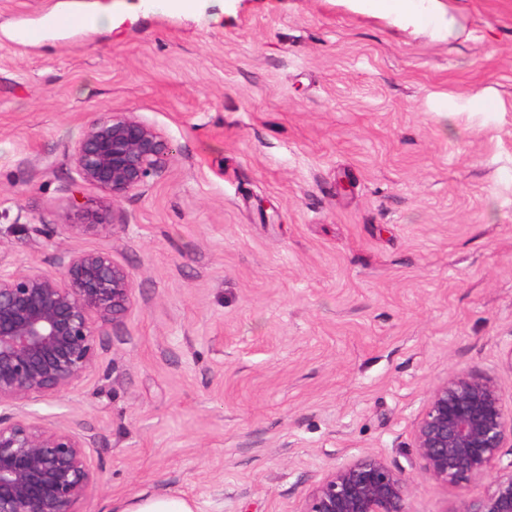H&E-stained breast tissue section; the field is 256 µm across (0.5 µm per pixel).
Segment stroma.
<instances>
[{"label":"stroma","instance_id":"35a3bbf8","mask_svg":"<svg viewBox=\"0 0 512 512\" xmlns=\"http://www.w3.org/2000/svg\"><path fill=\"white\" fill-rule=\"evenodd\" d=\"M71 2L0 0V255L134 275L79 393L30 407L91 436L90 512H298L368 454L410 476L409 512L485 495L427 477L414 426L454 370L512 414V0H439L456 39L355 0H81L111 29L18 41ZM106 112L173 150L118 200L70 160ZM76 198L112 237L39 235ZM132 512H193V510L183 499L155 497L138 502Z\"/></svg>","mask_w":512,"mask_h":512}]
</instances>
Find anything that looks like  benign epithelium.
Returning <instances> with one entry per match:
<instances>
[{
  "label": "benign epithelium",
  "mask_w": 512,
  "mask_h": 512,
  "mask_svg": "<svg viewBox=\"0 0 512 512\" xmlns=\"http://www.w3.org/2000/svg\"><path fill=\"white\" fill-rule=\"evenodd\" d=\"M172 148L132 112L90 120L71 160L78 181L120 199L165 169ZM78 223L53 233L109 238L99 208L74 203ZM56 270L0 260V512H86L103 475L82 430L34 418L38 401L76 393L98 359L109 326L121 325L134 299V276L105 251H68ZM512 441L494 381L448 373L430 393L414 429L421 469L457 487L496 471L483 497L455 512H512ZM409 478L375 454L341 464L307 488L298 512H408Z\"/></svg>",
  "instance_id": "1"
}]
</instances>
